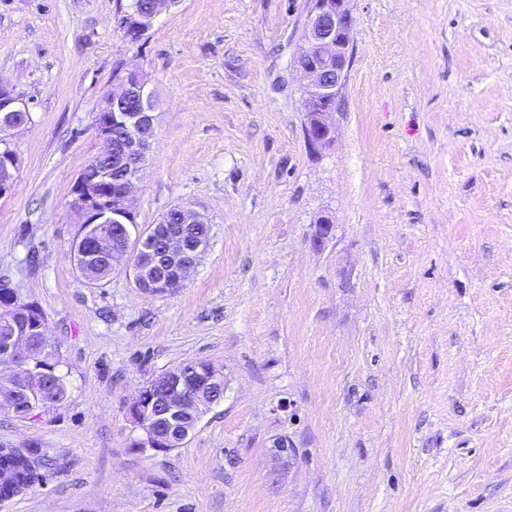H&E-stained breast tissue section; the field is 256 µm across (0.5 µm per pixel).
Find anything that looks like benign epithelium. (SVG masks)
I'll return each instance as SVG.
<instances>
[{"label": "benign epithelium", "instance_id": "benign-epithelium-1", "mask_svg": "<svg viewBox=\"0 0 512 512\" xmlns=\"http://www.w3.org/2000/svg\"><path fill=\"white\" fill-rule=\"evenodd\" d=\"M174 0H156L148 16L137 17L142 39L163 9ZM351 0H309L303 44L293 64L306 80L305 136L315 151L333 143V114L339 110L351 59V32L355 17ZM115 88L100 98L94 111V130L100 142L99 163L85 166L73 185L71 210L81 224L75 245L95 247L102 255L117 257L131 250L144 258L155 254L154 242L165 244L164 268L147 262L135 277L145 293L165 294L174 282L184 283L209 247L212 227L204 215L181 209V223L168 224L166 216L132 237L128 218L134 215L132 196L139 180L145 151L154 133L155 104L146 93L147 81L137 77L115 79ZM31 121L29 102L14 88L0 82V196L11 191L20 162L10 151L8 132ZM124 176L123 191L112 196V172ZM9 355L11 383L27 381L34 374L33 347L17 331L0 340ZM146 383L128 407L131 422L141 431L134 450L170 451L185 443L203 414L224 400V373L202 360L182 363Z\"/></svg>", "mask_w": 512, "mask_h": 512}]
</instances>
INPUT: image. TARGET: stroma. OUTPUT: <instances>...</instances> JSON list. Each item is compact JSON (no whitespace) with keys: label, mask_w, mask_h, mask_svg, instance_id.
<instances>
[{"label":"stroma","mask_w":512,"mask_h":512,"mask_svg":"<svg viewBox=\"0 0 512 512\" xmlns=\"http://www.w3.org/2000/svg\"><path fill=\"white\" fill-rule=\"evenodd\" d=\"M126 3L0 0V82L32 113L0 284L41 306L68 380L55 406L0 410V445L44 454L0 512H512V0H352L320 153L291 64L308 0H178L136 43ZM119 66L156 100L139 229L175 204L212 226L169 294L73 260ZM194 360L223 402L182 447L132 450L127 404Z\"/></svg>","instance_id":"obj_1"}]
</instances>
